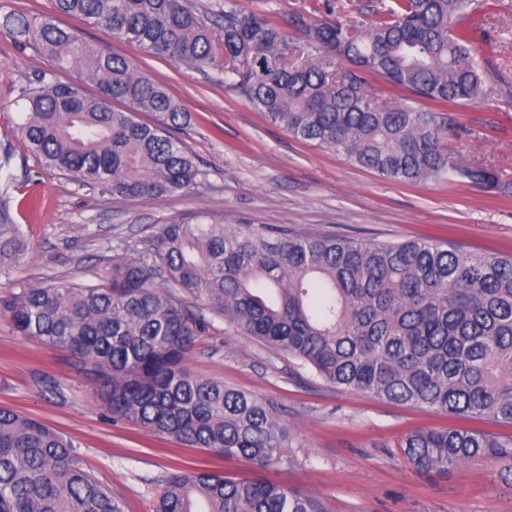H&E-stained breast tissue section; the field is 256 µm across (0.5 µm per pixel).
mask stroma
I'll use <instances>...</instances> for the list:
<instances>
[{"label":"stroma","instance_id":"obj_1","mask_svg":"<svg viewBox=\"0 0 512 512\" xmlns=\"http://www.w3.org/2000/svg\"><path fill=\"white\" fill-rule=\"evenodd\" d=\"M238 9L283 22L292 12L326 16L324 0H236ZM56 16L89 43L111 49L163 84L191 116L177 130L204 172L191 193L145 201L100 194L40 168L20 126L18 88L52 66L39 51L19 49L0 34V148L10 147L11 212L30 250L0 298L14 287L43 282L98 283L115 261L135 256L160 225L200 214L228 224L297 232L356 235L378 242L419 237L512 253V196L467 183L405 185L347 163L343 156L290 137L225 85L216 68L194 70L112 39L105 26L57 14L54 0H0V13ZM493 36L483 60L512 77V0L476 13ZM459 133L448 149L465 162L493 167L512 183V102L480 99L450 109ZM187 359L188 371L260 397L291 435L294 466H272L264 477L319 499L327 512H512V471L478 458L426 472L407 465L398 441L407 432L444 427L445 417L332 387L299 362L261 347L223 318ZM45 421L71 438L97 479L127 503L153 512L169 474L210 462L212 454L113 417L95 385L63 348L20 336L0 310V406Z\"/></svg>","mask_w":512,"mask_h":512}]
</instances>
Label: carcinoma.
I'll return each mask as SVG.
<instances>
[{
	"instance_id": "carcinoma-1",
	"label": "carcinoma",
	"mask_w": 512,
	"mask_h": 512,
	"mask_svg": "<svg viewBox=\"0 0 512 512\" xmlns=\"http://www.w3.org/2000/svg\"><path fill=\"white\" fill-rule=\"evenodd\" d=\"M55 3L149 53L223 70L224 83L271 123L355 167L400 183L512 193L493 168L466 164L444 144V111L512 89L481 65L478 47L490 32L470 22L496 0H379L369 13L353 7L324 23L295 13L286 27L223 0L214 12L222 61L190 0ZM0 31L98 86L89 96L80 81L44 72L19 89L22 135L43 169L114 197L161 200L195 188L203 172L172 134L188 112L163 85L49 16L9 12ZM371 77L406 96L378 97ZM11 159L0 153V277L28 250L7 200ZM205 307L338 389L512 426V258L450 241L379 243L206 217L161 225L101 283L22 285L0 299L19 335L69 350L112 416L220 460L293 465L288 431L266 402L185 368L209 326ZM400 447L419 470L476 458L512 464V435L458 425L413 431ZM0 512H126V504L83 466L72 440L0 406ZM154 512L323 508L284 484L200 468L165 479Z\"/></svg>"
}]
</instances>
